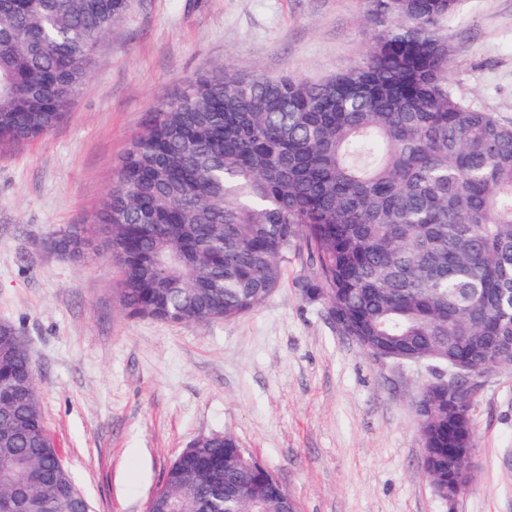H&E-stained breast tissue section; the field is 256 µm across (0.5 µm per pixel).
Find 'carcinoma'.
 Here are the masks:
<instances>
[{
  "label": "carcinoma",
  "instance_id": "1",
  "mask_svg": "<svg viewBox=\"0 0 512 512\" xmlns=\"http://www.w3.org/2000/svg\"><path fill=\"white\" fill-rule=\"evenodd\" d=\"M459 0H381L391 24L322 81L201 77L152 115L93 218L129 314L207 324L258 309L288 256L303 294L385 350L512 369V124L448 82ZM129 0H0V141L65 120L92 46ZM88 229L59 240L84 255ZM0 512H91L47 430L26 345L0 323ZM426 477L476 445L460 395L429 391ZM230 435L179 455L154 512H286L291 494Z\"/></svg>",
  "mask_w": 512,
  "mask_h": 512
}]
</instances>
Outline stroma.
<instances>
[{"mask_svg": "<svg viewBox=\"0 0 512 512\" xmlns=\"http://www.w3.org/2000/svg\"><path fill=\"white\" fill-rule=\"evenodd\" d=\"M382 18L372 0H130L49 135L0 143V323L26 341L43 417L94 512H147L170 463L229 433L299 512H512V370L472 398L475 473L442 499L422 466L416 401L425 365L382 363L337 333L297 282L209 324L129 316L121 271L90 226L131 141L204 75L327 80L361 61ZM448 80L512 123V0H461L443 22Z\"/></svg>", "mask_w": 512, "mask_h": 512, "instance_id": "obj_1", "label": "stroma"}]
</instances>
